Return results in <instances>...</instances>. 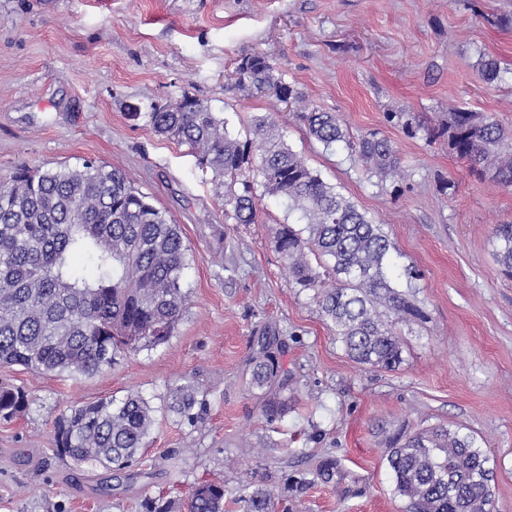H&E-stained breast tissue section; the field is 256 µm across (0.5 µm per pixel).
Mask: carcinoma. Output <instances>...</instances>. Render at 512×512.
<instances>
[{
	"label": "carcinoma",
	"mask_w": 512,
	"mask_h": 512,
	"mask_svg": "<svg viewBox=\"0 0 512 512\" xmlns=\"http://www.w3.org/2000/svg\"><path fill=\"white\" fill-rule=\"evenodd\" d=\"M238 85L280 102L304 96L269 58H242ZM487 84L504 79L492 58L480 62ZM153 130L189 147L197 164L224 186V203L237 224H255L258 204L249 172L264 193L283 200L302 227L282 224L274 237L295 284L316 288L317 303L337 339L358 363L395 368L402 361L397 325L425 319L410 295L388 278L392 242L336 187L293 151L269 116L253 122V137L232 135L224 118L185 93L174 105L151 106ZM311 137L325 148L344 144L367 173L383 180L398 173L391 141L378 133L353 138L333 112L297 113ZM386 119L409 135L441 140L469 168L512 187V132L492 114L453 108L432 127L405 112ZM493 238L502 271L512 276V224H499ZM189 249L181 226L136 189L128 177L85 160L71 167H21L0 183V367L22 366L46 374L93 376L136 354L169 342L185 312L184 271ZM331 286H325V279ZM250 359L251 384L264 392L263 415L276 421L285 411L280 395L291 381L276 335L263 330ZM30 405L17 387H0V419L11 420ZM200 405L195 390L178 387L169 410L192 423ZM154 408L140 393L120 401L100 399L72 406L55 422L57 454L94 463L127 479L148 447ZM388 463L395 492L408 512H490L487 458L475 438L437 426L400 433ZM224 482L191 487L185 512H224ZM244 512H276L275 497L257 486L239 498Z\"/></svg>",
	"instance_id": "1"
}]
</instances>
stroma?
<instances>
[{"label":"stroma","instance_id":"1","mask_svg":"<svg viewBox=\"0 0 512 512\" xmlns=\"http://www.w3.org/2000/svg\"><path fill=\"white\" fill-rule=\"evenodd\" d=\"M503 14L512 0H0V180L21 165L95 160L125 172L190 248L186 312L167 344L91 377L0 368V384L32 400L0 422V512H146L147 500L182 502L194 483L219 479L224 512H242L248 480L278 493L279 512H406L389 441L439 424L475 438L493 471L491 512H512V278L492 238L512 224V187L386 120L458 106L512 129V80L489 87L478 74L483 57L512 69V27L487 21ZM254 53L350 134L391 140L399 175L368 176L284 103L241 90L236 63ZM184 93L242 138L255 116L273 115L292 149L381 224L394 245L390 276L426 313L399 326L398 367L354 361L314 291L295 284L274 247L288 221L282 202L261 196L257 223H235L223 186L187 147L127 115ZM266 326L294 377L273 423L249 384ZM186 384L204 401L192 423L167 409ZM132 392L156 418L136 479L56 456L63 410ZM327 457L339 469L328 483L316 475ZM291 475L303 490L286 489Z\"/></svg>","mask_w":512,"mask_h":512}]
</instances>
